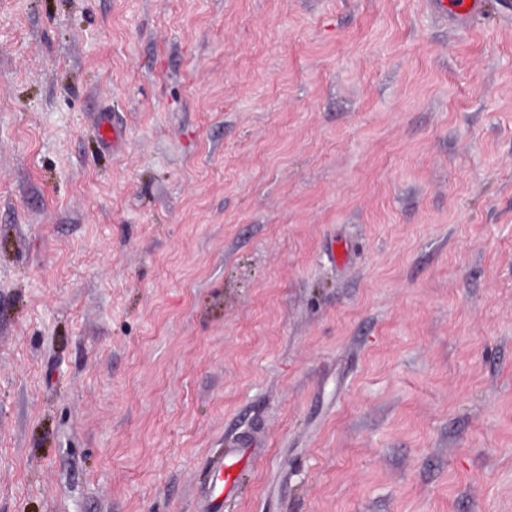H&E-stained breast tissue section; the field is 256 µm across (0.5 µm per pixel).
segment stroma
<instances>
[{
	"instance_id": "stroma-1",
	"label": "stroma",
	"mask_w": 512,
	"mask_h": 512,
	"mask_svg": "<svg viewBox=\"0 0 512 512\" xmlns=\"http://www.w3.org/2000/svg\"><path fill=\"white\" fill-rule=\"evenodd\" d=\"M232 441L223 512H512V0H0V512ZM434 13L441 19L469 20L485 8L484 0H430Z\"/></svg>"
}]
</instances>
